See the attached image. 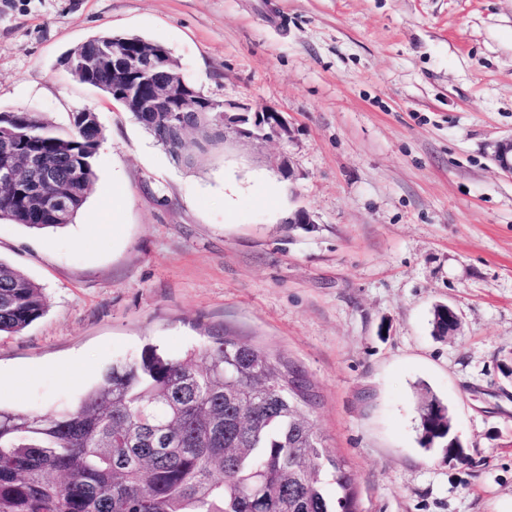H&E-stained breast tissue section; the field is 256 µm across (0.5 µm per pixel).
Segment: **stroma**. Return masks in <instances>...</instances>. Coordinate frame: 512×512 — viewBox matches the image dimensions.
I'll use <instances>...</instances> for the list:
<instances>
[{
	"label": "stroma",
	"instance_id": "1",
	"mask_svg": "<svg viewBox=\"0 0 512 512\" xmlns=\"http://www.w3.org/2000/svg\"><path fill=\"white\" fill-rule=\"evenodd\" d=\"M105 31L164 45L212 101L275 108L289 138L174 161L63 66ZM83 110L103 139L73 222L0 220V260L47 304L0 336L1 401L69 406L145 344L220 333L306 370L358 512H512V177L492 158L512 0H0V111L66 129ZM440 303L458 338L433 336ZM421 382L468 462L421 447Z\"/></svg>",
	"mask_w": 512,
	"mask_h": 512
}]
</instances>
